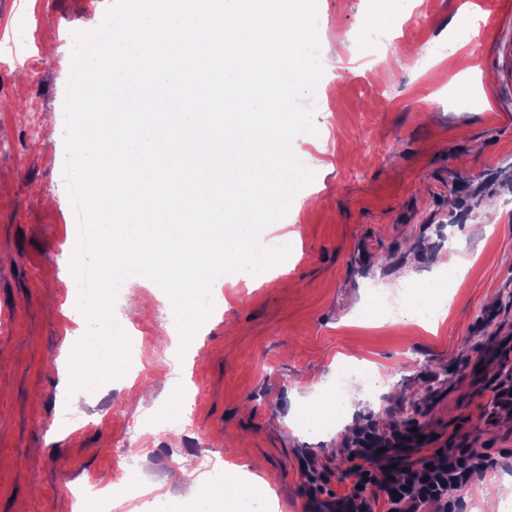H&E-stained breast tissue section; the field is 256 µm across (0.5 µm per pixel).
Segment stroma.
Returning a JSON list of instances; mask_svg holds the SVG:
<instances>
[{"instance_id": "obj_1", "label": "stroma", "mask_w": 512, "mask_h": 512, "mask_svg": "<svg viewBox=\"0 0 512 512\" xmlns=\"http://www.w3.org/2000/svg\"><path fill=\"white\" fill-rule=\"evenodd\" d=\"M462 2L423 0L419 23L406 16L390 30L401 56L356 52L347 66L359 17L390 0H315L323 76L302 101L316 131L301 157L312 178L282 229L260 236L266 248L287 243L283 268L258 287L216 280L220 315L206 319L186 370L200 394L190 438L162 428L121 449L129 420L161 415L172 400L165 308L131 325V384L99 386L65 422L57 362L75 212L65 133H45L64 113L70 33L89 32L115 0H0V41L25 26L43 58L36 74L0 63V512H73L69 487L123 473V453L176 504L190 488L170 475L211 454L262 462L277 512H329L341 449L413 419L437 443L488 456L455 512H483L489 490L512 498V407L498 403L512 386V181L502 178L512 170V0H486L491 16L471 19L467 48L418 67L431 43L450 41ZM464 73L475 96L459 102L448 87ZM473 224L488 230L472 237ZM461 258L469 268L444 321L426 328L402 314L360 326L363 298H408ZM343 375L351 421L293 432L292 405H310Z\"/></svg>"}]
</instances>
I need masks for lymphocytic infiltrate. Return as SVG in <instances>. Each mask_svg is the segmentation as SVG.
I'll use <instances>...</instances> for the list:
<instances>
[{"mask_svg": "<svg viewBox=\"0 0 512 512\" xmlns=\"http://www.w3.org/2000/svg\"><path fill=\"white\" fill-rule=\"evenodd\" d=\"M345 454L354 467L341 480L335 512H442L486 468L474 449L427 448L401 433L367 435ZM369 484L383 486L385 501L368 496Z\"/></svg>", "mask_w": 512, "mask_h": 512, "instance_id": "obj_1", "label": "lymphocytic infiltrate"}]
</instances>
